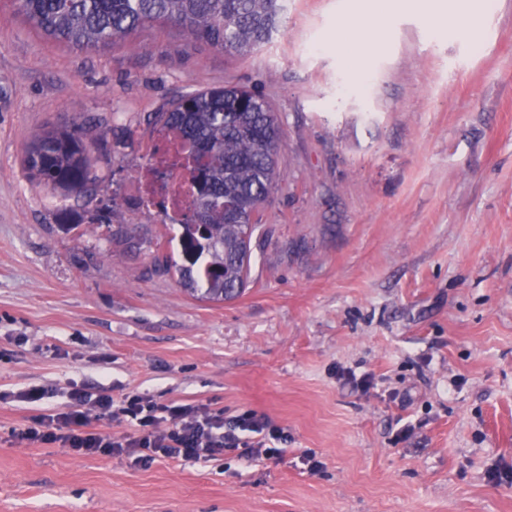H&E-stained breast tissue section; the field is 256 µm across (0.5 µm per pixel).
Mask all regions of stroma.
Returning <instances> with one entry per match:
<instances>
[{"label": "stroma", "instance_id": "stroma-1", "mask_svg": "<svg viewBox=\"0 0 512 512\" xmlns=\"http://www.w3.org/2000/svg\"><path fill=\"white\" fill-rule=\"evenodd\" d=\"M353 3L288 0L280 34L235 56L156 23L64 49L0 0V391L210 403L290 438L280 460L137 467L17 442L39 407L2 402L0 512H512V0L374 15L362 77L334 46ZM225 85L264 97L282 138L250 282L213 304L148 251L61 225L111 196L153 237L160 212L126 186L154 115ZM72 120L93 144L84 197L22 164Z\"/></svg>", "mask_w": 512, "mask_h": 512}]
</instances>
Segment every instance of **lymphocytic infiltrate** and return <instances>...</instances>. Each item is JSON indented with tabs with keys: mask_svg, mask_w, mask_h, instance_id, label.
Returning <instances> with one entry per match:
<instances>
[{
	"mask_svg": "<svg viewBox=\"0 0 512 512\" xmlns=\"http://www.w3.org/2000/svg\"><path fill=\"white\" fill-rule=\"evenodd\" d=\"M104 417L134 422L135 430L112 436L96 426ZM15 437L80 455L127 459L140 466L160 458L212 461L229 449L238 450L249 465L284 458L289 441L287 429L251 410L228 419L223 409L206 404L166 403L137 392L115 398L83 388L71 390L66 410L30 416Z\"/></svg>",
	"mask_w": 512,
	"mask_h": 512,
	"instance_id": "f902f5d3",
	"label": "lymphocytic infiltrate"
}]
</instances>
